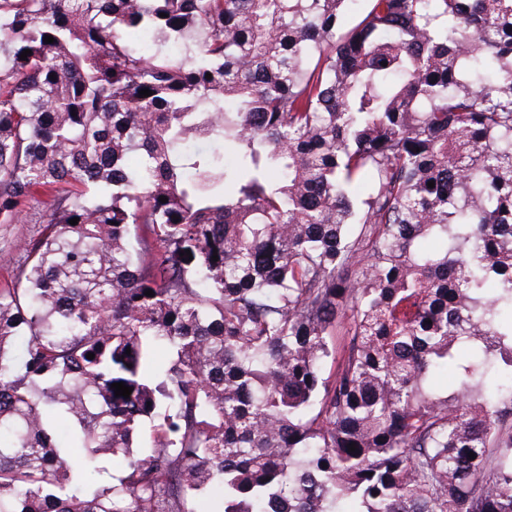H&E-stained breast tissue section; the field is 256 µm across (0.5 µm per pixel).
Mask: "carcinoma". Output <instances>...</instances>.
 Returning <instances> with one entry per match:
<instances>
[{
	"label": "carcinoma",
	"mask_w": 512,
	"mask_h": 512,
	"mask_svg": "<svg viewBox=\"0 0 512 512\" xmlns=\"http://www.w3.org/2000/svg\"><path fill=\"white\" fill-rule=\"evenodd\" d=\"M0 224V512H512V0H0ZM38 226V224L0 225V284L8 278L19 263L20 255L13 246V240L17 236L30 233Z\"/></svg>",
	"instance_id": "carcinoma-1"
}]
</instances>
